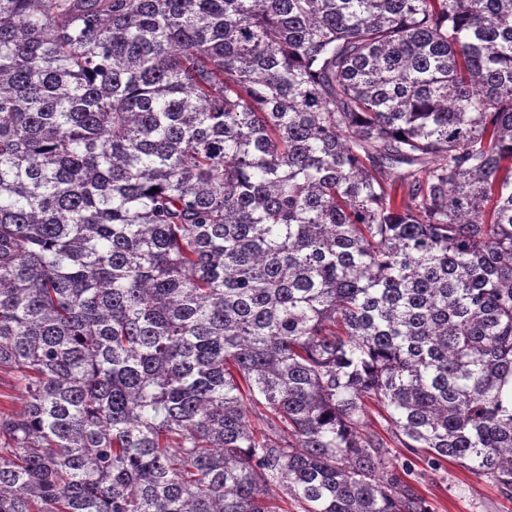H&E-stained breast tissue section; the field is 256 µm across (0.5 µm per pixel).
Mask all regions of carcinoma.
Returning <instances> with one entry per match:
<instances>
[{
    "label": "carcinoma",
    "mask_w": 512,
    "mask_h": 512,
    "mask_svg": "<svg viewBox=\"0 0 512 512\" xmlns=\"http://www.w3.org/2000/svg\"><path fill=\"white\" fill-rule=\"evenodd\" d=\"M0 374V512L512 499V0H0ZM414 469L420 473L418 488L431 512H512V500L493 481L477 478L451 461L441 469L416 462Z\"/></svg>",
    "instance_id": "1"
}]
</instances>
